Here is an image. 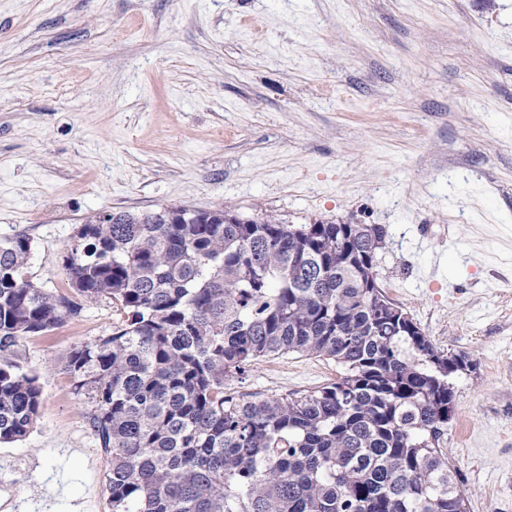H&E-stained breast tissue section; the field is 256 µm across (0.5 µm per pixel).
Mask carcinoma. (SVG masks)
Here are the masks:
<instances>
[{"mask_svg": "<svg viewBox=\"0 0 512 512\" xmlns=\"http://www.w3.org/2000/svg\"><path fill=\"white\" fill-rule=\"evenodd\" d=\"M227 215L80 224L69 294L29 278L30 238L0 237V443L25 438L42 402L15 348L108 298L125 319L74 346L64 371L110 454L112 512H467L439 447L467 357L375 287L384 228ZM287 354L332 359L343 377L299 396L230 391Z\"/></svg>", "mask_w": 512, "mask_h": 512, "instance_id": "1", "label": "carcinoma"}]
</instances>
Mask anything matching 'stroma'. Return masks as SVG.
I'll return each instance as SVG.
<instances>
[{"label":"stroma","instance_id":"obj_1","mask_svg":"<svg viewBox=\"0 0 512 512\" xmlns=\"http://www.w3.org/2000/svg\"><path fill=\"white\" fill-rule=\"evenodd\" d=\"M166 206L381 225L380 287L473 363L439 441L469 512H512V0H0V237L31 239L29 278L67 291L78 224ZM123 318L20 342L43 395L0 445L5 512H112L61 359ZM342 373L289 354L231 389Z\"/></svg>","mask_w":512,"mask_h":512}]
</instances>
